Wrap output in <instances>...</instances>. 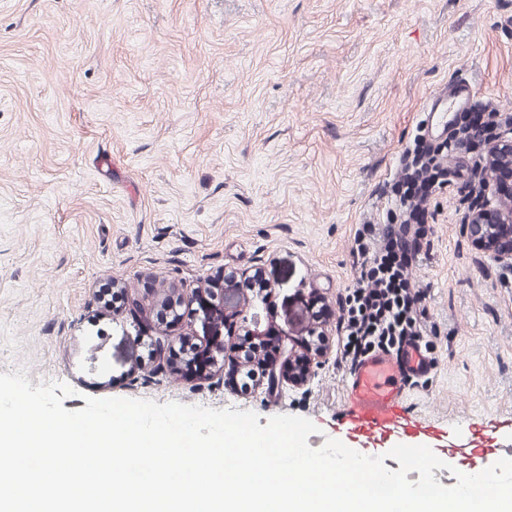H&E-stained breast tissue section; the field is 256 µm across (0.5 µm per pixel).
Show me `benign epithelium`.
Returning <instances> with one entry per match:
<instances>
[{"label": "benign epithelium", "mask_w": 512, "mask_h": 512, "mask_svg": "<svg viewBox=\"0 0 512 512\" xmlns=\"http://www.w3.org/2000/svg\"><path fill=\"white\" fill-rule=\"evenodd\" d=\"M483 173L481 197L470 209L462 224V232L472 247L486 253L497 264L512 269V114H503L502 129L487 150L477 158ZM271 289L264 287L244 295L235 281H224L206 288H167L154 294V306L165 318L177 323L185 318L200 321L203 335L216 336L220 329L232 333L239 328L253 343L265 336L281 337L279 358L261 363L262 381L258 388L272 397L284 388H303L310 384L328 360L331 345L322 326L327 319L330 301L320 295L310 297L309 325L302 329H283L274 322H262L261 311L267 309ZM199 309H193L194 303ZM220 359L214 360L224 373V383L238 378L242 369L259 362V347L246 350L234 343L216 346Z\"/></svg>", "instance_id": "benign-epithelium-1"}]
</instances>
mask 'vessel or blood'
Listing matches in <instances>:
<instances>
[{"label": "vessel or blood", "instance_id": "b4317fda", "mask_svg": "<svg viewBox=\"0 0 512 512\" xmlns=\"http://www.w3.org/2000/svg\"><path fill=\"white\" fill-rule=\"evenodd\" d=\"M474 102L470 84L458 82L443 88L427 103L428 134L446 136L449 114ZM431 358L413 341L399 350L378 352L366 358L345 377L339 430L347 444L385 452L397 444L425 445L441 459L455 461L460 469L476 474L499 459L512 458V442L482 448L473 454L453 437L434 438L431 420L408 410L407 391L412 379L428 375Z\"/></svg>", "mask_w": 512, "mask_h": 512}]
</instances>
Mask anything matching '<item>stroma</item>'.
<instances>
[{"instance_id": "35a3bbf8", "label": "stroma", "mask_w": 512, "mask_h": 512, "mask_svg": "<svg viewBox=\"0 0 512 512\" xmlns=\"http://www.w3.org/2000/svg\"><path fill=\"white\" fill-rule=\"evenodd\" d=\"M467 79L512 113V0H0V373L86 397L310 419L335 437L339 353L306 392L263 400L158 373L152 288L262 270L271 313L353 284L357 224L425 135L430 94ZM432 372L407 402L491 444L512 439V272L436 197Z\"/></svg>"}]
</instances>
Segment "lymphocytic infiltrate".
<instances>
[{
  "label": "lymphocytic infiltrate",
  "mask_w": 512,
  "mask_h": 512,
  "mask_svg": "<svg viewBox=\"0 0 512 512\" xmlns=\"http://www.w3.org/2000/svg\"><path fill=\"white\" fill-rule=\"evenodd\" d=\"M496 112L483 105L457 113L447 144L419 143L400 158V173L384 195L400 213L387 224L357 225L351 250L355 284L340 306L339 351L357 365L370 353L399 347L409 337L425 340L429 319L425 294L412 269L432 247L435 213L430 205L441 189L464 192L476 172L465 159L448 165L450 149L481 146L492 134Z\"/></svg>",
  "instance_id": "1"
}]
</instances>
